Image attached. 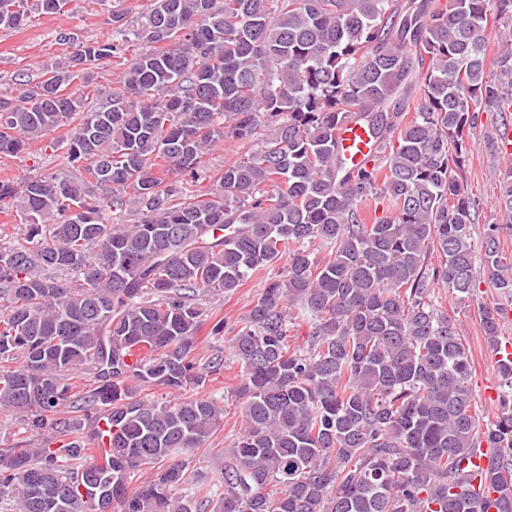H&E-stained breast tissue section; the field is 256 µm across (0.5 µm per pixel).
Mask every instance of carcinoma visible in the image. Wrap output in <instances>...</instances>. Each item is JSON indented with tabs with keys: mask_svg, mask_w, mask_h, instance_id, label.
<instances>
[{
	"mask_svg": "<svg viewBox=\"0 0 512 512\" xmlns=\"http://www.w3.org/2000/svg\"><path fill=\"white\" fill-rule=\"evenodd\" d=\"M67 3L0 0V28ZM113 3L110 37L60 33L67 61L0 93V155L65 126L71 161H84L77 179L0 181V210L26 226L0 244V409L53 434L0 448V505L486 512L463 468L485 446L482 480L498 489L496 512H512V365H498L508 391L481 422L469 352L437 292L470 297L479 268L512 301L503 227L477 240L466 190L471 134L512 107L511 42L499 75L485 70L488 28L512 22V0H151L135 26L126 0ZM118 59L120 87L90 102L94 70ZM344 123L371 131L358 163L339 149ZM224 139L243 152L214 178L202 157ZM206 180L214 198L190 193ZM499 197L512 221L511 164ZM379 198L387 214L368 223ZM285 256L231 328L244 429L219 486L194 480L174 459L208 442L224 405L141 393L223 368L222 350L203 367L196 355L211 319L200 298ZM479 317L496 343L500 308ZM80 370L93 380L76 396L68 376ZM63 409L107 424L86 431ZM145 465L151 476L130 487Z\"/></svg>",
	"mask_w": 512,
	"mask_h": 512,
	"instance_id": "cac0c4a2",
	"label": "carcinoma"
}]
</instances>
